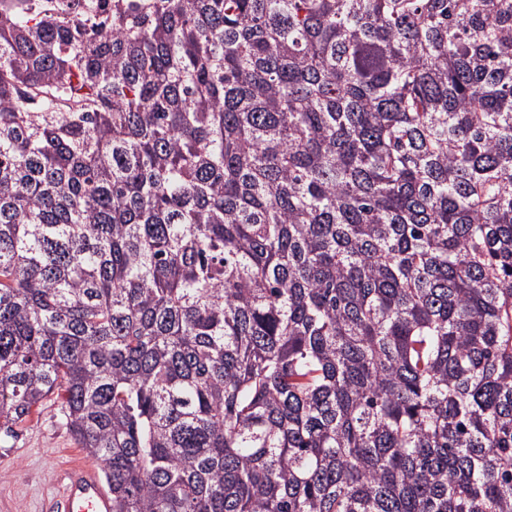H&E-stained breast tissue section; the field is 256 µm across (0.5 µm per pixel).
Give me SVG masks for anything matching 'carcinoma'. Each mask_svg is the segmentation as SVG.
<instances>
[{"mask_svg":"<svg viewBox=\"0 0 512 512\" xmlns=\"http://www.w3.org/2000/svg\"><path fill=\"white\" fill-rule=\"evenodd\" d=\"M112 512H512V0L0 7V444ZM52 402L17 428L11 448L0 447V512H44L52 497L46 512H112V489L94 466L73 465L61 481L70 463H96L74 443Z\"/></svg>","mask_w":512,"mask_h":512,"instance_id":"cac0c4a2","label":"carcinoma"}]
</instances>
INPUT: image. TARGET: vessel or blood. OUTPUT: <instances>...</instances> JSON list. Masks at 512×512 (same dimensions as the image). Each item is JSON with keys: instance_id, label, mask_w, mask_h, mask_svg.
Here are the masks:
<instances>
[{"instance_id": "vessel-or-blood-1", "label": "vessel or blood", "mask_w": 512, "mask_h": 512, "mask_svg": "<svg viewBox=\"0 0 512 512\" xmlns=\"http://www.w3.org/2000/svg\"><path fill=\"white\" fill-rule=\"evenodd\" d=\"M45 512H112V489L89 464L68 468L62 490L45 506Z\"/></svg>"}]
</instances>
